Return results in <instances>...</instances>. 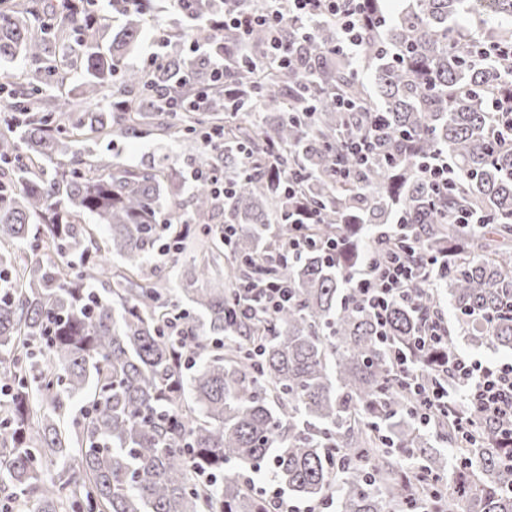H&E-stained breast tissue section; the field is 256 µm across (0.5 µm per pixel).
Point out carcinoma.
I'll return each mask as SVG.
<instances>
[{
  "label": "carcinoma",
  "instance_id": "obj_1",
  "mask_svg": "<svg viewBox=\"0 0 512 512\" xmlns=\"http://www.w3.org/2000/svg\"><path fill=\"white\" fill-rule=\"evenodd\" d=\"M369 2L359 66L336 52L333 19L304 37L288 25L297 64L229 59L226 94L212 61L232 37L207 20L243 0H190L186 12L179 0H0V62L24 64L0 83V512L20 498L34 512H266L245 481L265 463L292 498H333L336 512L464 500L465 512H512V440L499 424L452 396L425 425L412 395L416 378L450 384L443 363L458 355L457 336L512 352V123L492 109L512 82V64L494 56L512 28L473 35L457 23L479 8L512 19V0H409L392 18L384 0ZM164 11L177 19L159 60L129 65ZM190 41L201 51L188 57ZM248 41L265 53L267 29ZM374 118L388 143L363 165L348 144ZM152 131L224 137L191 165L226 190L195 182L186 224L172 223L183 170L92 158L96 140ZM439 152L457 176L446 190L419 169ZM303 206L320 213L305 229L312 244L262 271L288 283V306L225 336L270 227L281 241L294 234L288 215ZM461 212L481 222L450 223ZM389 222L400 226L378 237ZM26 242L46 259L16 254ZM396 245L448 267L389 304L384 342L346 277ZM225 250L234 286H200L209 255ZM159 251L181 262L190 308L139 276ZM445 303L455 319L444 343L418 347L423 320ZM458 416L476 423V443L457 432ZM432 438L451 456L430 451Z\"/></svg>",
  "mask_w": 512,
  "mask_h": 512
}]
</instances>
